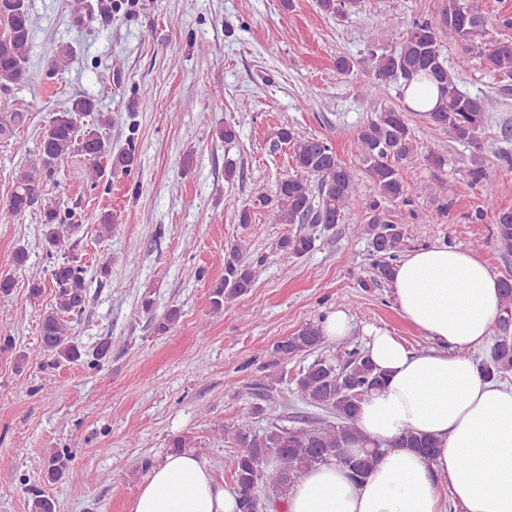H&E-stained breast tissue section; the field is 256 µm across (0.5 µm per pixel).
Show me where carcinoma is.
<instances>
[{
    "label": "carcinoma",
    "mask_w": 512,
    "mask_h": 512,
    "mask_svg": "<svg viewBox=\"0 0 512 512\" xmlns=\"http://www.w3.org/2000/svg\"><path fill=\"white\" fill-rule=\"evenodd\" d=\"M357 0H318L319 9L326 14L341 16L354 7ZM484 18L473 11L465 0H448L439 21L417 20L402 35L397 46L389 52L372 54V72L380 84L391 81L408 87L427 80L439 91L437 104L425 116L437 127L448 131L458 142L475 152H486L480 131L487 121L484 103L458 88L457 73L473 58L480 59L487 70L512 77V41H503L492 49L474 51L473 37L483 27ZM34 19L26 0H0V88L31 85L39 81L40 72L27 65ZM463 46L457 68L447 65L442 56L441 37ZM97 112L94 99L79 96L56 115L39 133L37 153L16 177L15 186L6 201L0 203V224H10L30 209H39L44 230L47 255L65 244V233L74 230L75 213L61 210L51 199L42 197L43 178L51 176L59 160L82 154L92 160L90 178L97 184L103 176L101 161L113 172L128 171L135 161L136 124L129 125L127 148L112 152V143L101 129L112 125V117L98 112L96 124L82 128L81 119ZM388 108L375 114L356 136L359 160L368 177L377 187L379 199L365 202L359 193L357 175L343 165L331 142L323 137H299L290 128L276 132L279 141L289 145L292 162L306 177L281 179L274 198L263 204L275 205V219L280 224L302 227L323 225L331 228L343 223L346 215L355 210H369L368 223L359 226L377 257L373 264L371 282L391 280L397 253L402 247L404 232L400 225L389 221L380 210L381 201H408L409 191L399 167L413 160L416 153L414 137L404 112ZM25 121L22 112L15 111L13 101L0 97V136L12 135ZM313 182H308V179ZM495 236L500 247L512 252V210L497 215ZM315 237L302 229L283 236L279 243L283 265L299 259L314 248ZM86 269L72 256L53 264L50 270L56 302L52 310L40 319L39 351L35 357L50 356L53 364L74 362L83 353L67 333V317L80 313L85 305ZM256 270L243 259V248L230 247L224 256V277L211 291L214 309L224 307V301L247 294L254 286ZM509 318L502 319V334L497 336L495 350L482 363L490 378L501 377L512 370V336L508 335ZM325 343L317 324L308 323L296 333L285 337L275 352L288 359L302 353L311 354ZM384 383V373L363 353L336 347L330 360L318 359L310 364L295 382V389L308 405L325 409L331 418H308L301 426L280 424L282 416L274 402L252 403L243 408L232 423L224 426V438L240 448L232 460L234 491L239 495L241 512H264L268 500L258 496L263 483L277 488L291 481L297 473L331 456H340L352 444H359L363 456L351 461L358 475L371 467L379 445L365 438L358 423L362 400ZM269 419L263 429L256 427L257 419ZM399 445L417 448L427 454L438 447L435 440L406 431ZM68 472L63 455L55 453L47 461L45 478L56 482Z\"/></svg>",
    "instance_id": "obj_1"
}]
</instances>
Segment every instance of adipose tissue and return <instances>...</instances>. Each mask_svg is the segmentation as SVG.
<instances>
[{
    "instance_id": "ef3b65f1",
    "label": "adipose tissue",
    "mask_w": 512,
    "mask_h": 512,
    "mask_svg": "<svg viewBox=\"0 0 512 512\" xmlns=\"http://www.w3.org/2000/svg\"><path fill=\"white\" fill-rule=\"evenodd\" d=\"M391 285L404 319L435 347L416 352L386 329L366 330L365 353L387 376L358 413L376 461L361 478L341 457L316 464L268 512H512V385L480 368L502 316L498 276L470 252L432 245L399 261ZM408 430L439 448L426 457L397 447ZM132 512H238V502L184 451L152 468Z\"/></svg>"
}]
</instances>
